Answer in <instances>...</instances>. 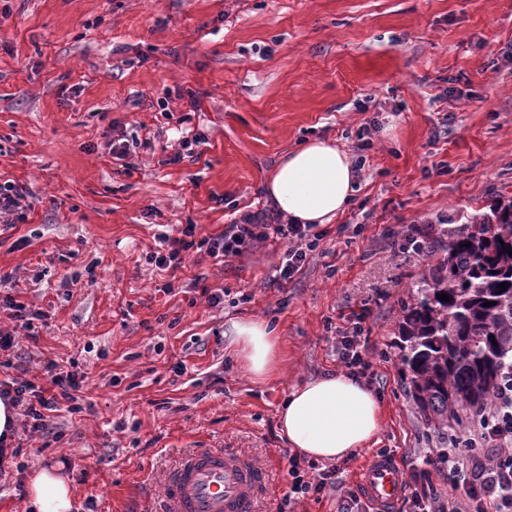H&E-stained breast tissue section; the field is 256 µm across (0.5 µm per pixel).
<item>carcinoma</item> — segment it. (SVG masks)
Returning <instances> with one entry per match:
<instances>
[{"label":"carcinoma","instance_id":"carcinoma-1","mask_svg":"<svg viewBox=\"0 0 512 512\" xmlns=\"http://www.w3.org/2000/svg\"><path fill=\"white\" fill-rule=\"evenodd\" d=\"M446 235L436 261L413 285L395 341L408 396L439 428L451 421L461 426L489 406L512 363V200ZM442 293L449 300H440Z\"/></svg>","mask_w":512,"mask_h":512}]
</instances>
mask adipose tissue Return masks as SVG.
<instances>
[{
    "mask_svg": "<svg viewBox=\"0 0 512 512\" xmlns=\"http://www.w3.org/2000/svg\"><path fill=\"white\" fill-rule=\"evenodd\" d=\"M355 173L349 155L333 143L311 139L289 150L269 173L268 202L298 224H327L348 205ZM231 345L243 367L256 379L272 373L279 338L267 321L233 322ZM279 425L289 446L314 461L342 459L367 446L381 427L377 398L355 378L337 373L295 387L279 410ZM35 512H71L65 476L38 471L29 486Z\"/></svg>",
    "mask_w": 512,
    "mask_h": 512,
    "instance_id": "obj_1",
    "label": "adipose tissue"
}]
</instances>
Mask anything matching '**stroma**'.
<instances>
[{
    "label": "stroma",
    "mask_w": 512,
    "mask_h": 512,
    "mask_svg": "<svg viewBox=\"0 0 512 512\" xmlns=\"http://www.w3.org/2000/svg\"><path fill=\"white\" fill-rule=\"evenodd\" d=\"M511 41L512 0H0V182L27 190L26 221L0 223V329L16 327L7 299L41 314L0 353V381L45 387L51 364L84 377L82 412L61 404L39 433L17 417L24 453L0 465V512H32L31 476L65 458L73 512H161L168 474L196 448L264 465L258 512H277L289 452L278 410L341 371L336 330L354 312L382 427L341 490L294 512H337L381 452L408 484L451 493L423 461L451 431L420 416L394 346L434 258L392 240L415 225L441 239L512 198ZM195 132L198 156L168 163ZM121 138L133 146L120 160ZM313 138L365 165L290 281L272 282L283 246L271 240L222 261L189 251L174 273L151 263L159 234L192 224L214 237L266 207L274 165ZM247 319L281 338L264 380L227 347Z\"/></svg>",
    "instance_id": "obj_1"
}]
</instances>
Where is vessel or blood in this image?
Here are the masks:
<instances>
[{"label": "vessel or blood", "mask_w": 512, "mask_h": 512, "mask_svg": "<svg viewBox=\"0 0 512 512\" xmlns=\"http://www.w3.org/2000/svg\"><path fill=\"white\" fill-rule=\"evenodd\" d=\"M405 483L393 455L373 456L360 474L363 494L376 512H392ZM267 487V470L256 460L228 449L199 448L165 481V512H258Z\"/></svg>", "instance_id": "1"}]
</instances>
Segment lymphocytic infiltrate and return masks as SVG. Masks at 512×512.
<instances>
[{"label":"lymphocytic infiltrate","mask_w":512,"mask_h":512,"mask_svg":"<svg viewBox=\"0 0 512 512\" xmlns=\"http://www.w3.org/2000/svg\"><path fill=\"white\" fill-rule=\"evenodd\" d=\"M272 237L288 245L275 269L274 280L279 283L292 279L323 235L313 225L292 223L271 209L248 211L215 237L197 238L192 224L183 225L178 235H161L163 250L154 255L153 261L160 270H175L191 249L204 251L212 258H229ZM361 333L356 323L340 331L336 352L353 376L367 377L371 364L365 357ZM82 381V375L75 371L55 373L50 388L17 381L11 387H0V397L24 407L33 421V431L41 432L45 429V412L55 410L62 400L76 402ZM428 463L447 473L455 494L445 496L433 484H426L413 491L412 512H512V369H506L490 407L468 419L460 436L429 455ZM286 471L287 490L281 499L285 508L307 496L320 497L336 485V469H317L294 454L287 458Z\"/></svg>","instance_id":"1"}]
</instances>
